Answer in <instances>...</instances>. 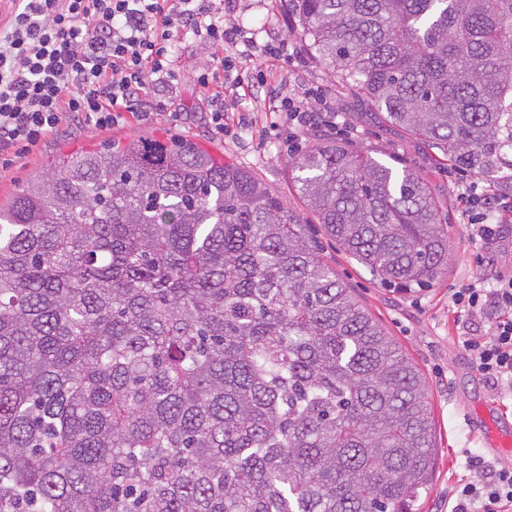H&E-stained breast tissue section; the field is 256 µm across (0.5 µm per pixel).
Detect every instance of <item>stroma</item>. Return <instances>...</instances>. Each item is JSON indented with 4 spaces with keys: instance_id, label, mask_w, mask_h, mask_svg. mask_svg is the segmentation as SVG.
Returning a JSON list of instances; mask_svg holds the SVG:
<instances>
[{
    "instance_id": "1",
    "label": "stroma",
    "mask_w": 512,
    "mask_h": 512,
    "mask_svg": "<svg viewBox=\"0 0 512 512\" xmlns=\"http://www.w3.org/2000/svg\"><path fill=\"white\" fill-rule=\"evenodd\" d=\"M230 19L239 30L236 45L225 47L241 76L239 87L224 92V137L207 133L206 101L193 79L206 65L208 50L193 37L174 35L171 66L176 74L165 93L181 104L191 118L172 125L166 115L129 122L109 131L86 128L47 142L42 152L17 159L0 173V197L21 185L44 155L75 150L141 135L163 140L183 136L223 155L225 161L249 169L290 211L307 215L298 195L290 163L297 153L334 138L351 148L371 151L380 160L396 159L424 177L442 213L447 214L448 270L427 288L408 292L381 285L335 242L321 238L324 260L352 288L379 324L424 377L436 427L433 480L422 494L419 512H449V490L471 477V461L482 459L498 467H512V454H492L485 428L471 416L482 405L491 418L512 421V396L501 393L477 370L459 338L467 323L465 312L453 308L448 297L474 281L492 284L512 274V233L493 253H486L467 228L469 221L458 199L459 181L485 184L486 172L455 170L438 149L413 139L402 128L385 122L353 91L337 86L312 53L289 0H236ZM287 44L296 62L287 65L267 56L249 59L263 45ZM285 95L325 110L326 120L305 133H291L274 112L276 97Z\"/></svg>"
}]
</instances>
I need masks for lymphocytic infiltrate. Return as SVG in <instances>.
<instances>
[{"instance_id": "1", "label": "lymphocytic infiltrate", "mask_w": 512, "mask_h": 512, "mask_svg": "<svg viewBox=\"0 0 512 512\" xmlns=\"http://www.w3.org/2000/svg\"><path fill=\"white\" fill-rule=\"evenodd\" d=\"M192 0H12L0 21V165L34 153L44 142L76 127L111 129L124 117L143 121L155 112L171 124L188 116L157 89L173 76L168 46L173 30L202 38L211 59L196 81L210 87L225 80L219 46L233 44L224 7L192 8ZM500 193L473 192L477 210L470 226L484 246L499 244ZM457 308L490 315L491 332H463L462 345L493 387L512 391V275L496 287L475 284L452 295ZM472 479L452 490V512H512V468L477 461Z\"/></svg>"}]
</instances>
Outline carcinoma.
I'll return each mask as SVG.
<instances>
[{
  "instance_id": "carcinoma-1",
  "label": "carcinoma",
  "mask_w": 512,
  "mask_h": 512,
  "mask_svg": "<svg viewBox=\"0 0 512 512\" xmlns=\"http://www.w3.org/2000/svg\"><path fill=\"white\" fill-rule=\"evenodd\" d=\"M311 51L448 165L512 154V0H291ZM380 283L448 268L429 184L327 141L293 162ZM299 214L197 142L57 151L0 201V512H416L417 366Z\"/></svg>"
}]
</instances>
